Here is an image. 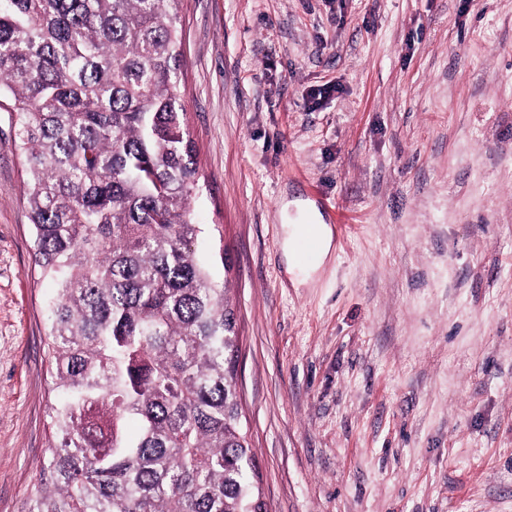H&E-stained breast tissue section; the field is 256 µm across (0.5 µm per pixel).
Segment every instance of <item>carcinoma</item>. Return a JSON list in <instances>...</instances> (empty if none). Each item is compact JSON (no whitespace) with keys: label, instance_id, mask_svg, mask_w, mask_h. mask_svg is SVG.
<instances>
[{"label":"carcinoma","instance_id":"1","mask_svg":"<svg viewBox=\"0 0 512 512\" xmlns=\"http://www.w3.org/2000/svg\"><path fill=\"white\" fill-rule=\"evenodd\" d=\"M179 0H0L54 401L32 512H267L195 256Z\"/></svg>","mask_w":512,"mask_h":512}]
</instances>
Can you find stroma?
Masks as SVG:
<instances>
[{
    "mask_svg": "<svg viewBox=\"0 0 512 512\" xmlns=\"http://www.w3.org/2000/svg\"><path fill=\"white\" fill-rule=\"evenodd\" d=\"M198 258L268 512H512V0H181ZM0 110V512L48 443L49 286ZM347 217L295 285L287 224Z\"/></svg>",
    "mask_w": 512,
    "mask_h": 512,
    "instance_id": "1",
    "label": "stroma"
}]
</instances>
